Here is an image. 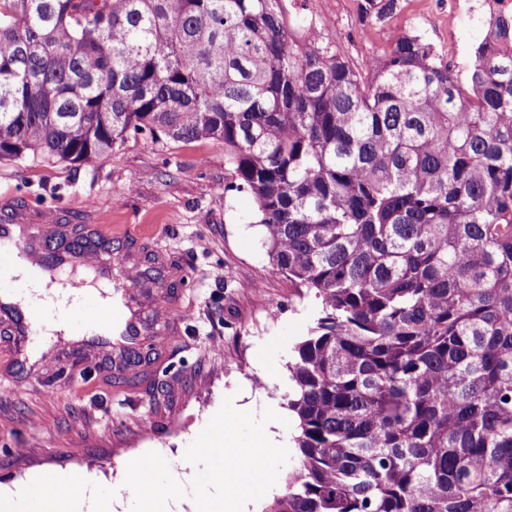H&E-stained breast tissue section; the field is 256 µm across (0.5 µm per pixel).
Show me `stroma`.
<instances>
[{"instance_id":"obj_1","label":"stroma","mask_w":512,"mask_h":512,"mask_svg":"<svg viewBox=\"0 0 512 512\" xmlns=\"http://www.w3.org/2000/svg\"><path fill=\"white\" fill-rule=\"evenodd\" d=\"M360 4L299 2L303 13L338 16L332 40L357 68L386 47L402 17L364 19ZM228 178L223 145L142 135L75 166L0 162V205L52 220L67 239L110 225L114 260L160 273L141 343L119 356L59 336L35 377L16 366L0 323V493L14 494L15 512H27L21 492L45 469L64 486L91 479L96 498L131 512V490L117 478L152 450L189 484L193 469L180 467L187 447L241 390L254 398V415L269 403L281 408L278 440L291 446L288 366L319 310L270 264L254 202L225 192Z\"/></svg>"}]
</instances>
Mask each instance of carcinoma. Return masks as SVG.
I'll list each match as a JSON object with an SVG mask.
<instances>
[{"mask_svg":"<svg viewBox=\"0 0 512 512\" xmlns=\"http://www.w3.org/2000/svg\"><path fill=\"white\" fill-rule=\"evenodd\" d=\"M305 26L287 0H0V161L224 144L321 308L265 512H512V22L466 84L410 34L367 79Z\"/></svg>","mask_w":512,"mask_h":512,"instance_id":"1","label":"carcinoma"}]
</instances>
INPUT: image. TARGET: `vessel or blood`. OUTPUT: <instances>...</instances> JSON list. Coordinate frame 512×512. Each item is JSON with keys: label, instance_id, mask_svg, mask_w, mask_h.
Masks as SVG:
<instances>
[{"label": "vessel or blood", "instance_id": "b4317fda", "mask_svg": "<svg viewBox=\"0 0 512 512\" xmlns=\"http://www.w3.org/2000/svg\"><path fill=\"white\" fill-rule=\"evenodd\" d=\"M46 225L33 224L21 213L0 216V318L7 320L15 338V352L29 359L31 371L42 363L32 357L34 338L41 335L48 309L21 289L12 270L24 266L33 279L59 284L77 293L97 290L102 303L86 306L73 328L89 352L136 349L142 327L137 305L145 290L130 285L103 253L112 241L107 226H100L97 242L78 250H60L49 256Z\"/></svg>", "mask_w": 512, "mask_h": 512}]
</instances>
